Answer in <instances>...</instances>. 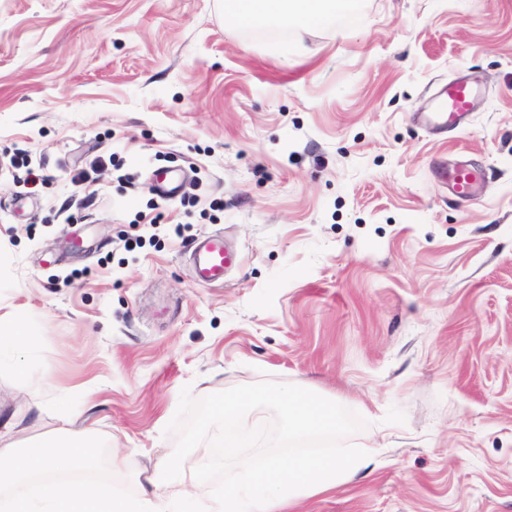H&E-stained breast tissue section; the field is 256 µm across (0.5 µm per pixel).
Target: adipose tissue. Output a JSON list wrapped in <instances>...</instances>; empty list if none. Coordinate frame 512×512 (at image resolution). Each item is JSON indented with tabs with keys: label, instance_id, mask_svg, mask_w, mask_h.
<instances>
[{
	"label": "adipose tissue",
	"instance_id": "obj_1",
	"mask_svg": "<svg viewBox=\"0 0 512 512\" xmlns=\"http://www.w3.org/2000/svg\"><path fill=\"white\" fill-rule=\"evenodd\" d=\"M228 2L227 15L241 25H265L291 16L318 24L330 10L329 0ZM22 417L19 408L0 416V459L6 462L0 468V485L8 489L0 497V512H176L177 505L189 499L195 501L196 512H285L304 499L331 491L371 463L365 452L343 457L295 455L286 462L271 453L260 466L243 456L236 461L237 481L217 495L206 487L209 462H202L189 480L174 472L175 458L184 454L176 448L143 469L139 494L127 498L89 481L34 483L38 474L89 469L95 439L77 437L72 418L66 417L43 438L23 444L19 441Z\"/></svg>",
	"mask_w": 512,
	"mask_h": 512
}]
</instances>
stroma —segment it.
I'll list each match as a JSON object with an SVG mask.
<instances>
[{"mask_svg":"<svg viewBox=\"0 0 512 512\" xmlns=\"http://www.w3.org/2000/svg\"><path fill=\"white\" fill-rule=\"evenodd\" d=\"M460 75L469 124L418 127ZM461 159L477 201L439 175ZM211 234L238 255L203 286ZM0 311L28 342L0 407L34 404L29 437L79 413L126 495L182 388L272 380L358 413L374 457L293 512H512V0L261 27L221 0H0Z\"/></svg>","mask_w":512,"mask_h":512,"instance_id":"1","label":"stroma"}]
</instances>
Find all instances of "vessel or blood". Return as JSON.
<instances>
[{
	"label": "vessel or blood",
	"instance_id": "vessel-or-blood-1",
	"mask_svg": "<svg viewBox=\"0 0 512 512\" xmlns=\"http://www.w3.org/2000/svg\"><path fill=\"white\" fill-rule=\"evenodd\" d=\"M480 95V89L467 77H456L437 94L431 110L420 113L419 122L424 127L442 132L457 129L474 111ZM443 178L454 196L470 201L476 198L484 173L473 163L462 161L444 173ZM226 260L222 238L206 239L194 258L197 279L207 285L222 283Z\"/></svg>",
	"mask_w": 512,
	"mask_h": 512
}]
</instances>
